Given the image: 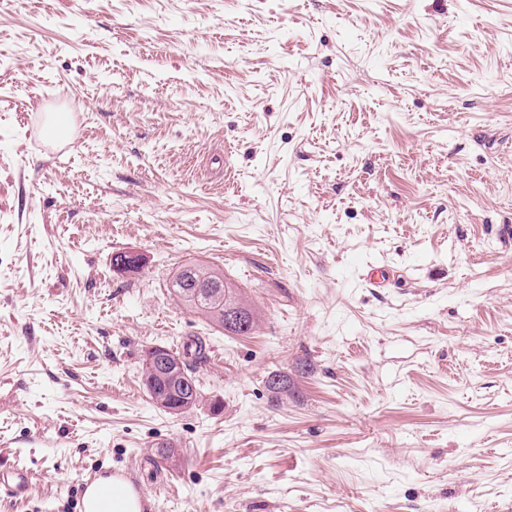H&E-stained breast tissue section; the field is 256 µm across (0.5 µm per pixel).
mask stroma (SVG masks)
I'll use <instances>...</instances> for the list:
<instances>
[{
    "label": "stroma",
    "instance_id": "stroma-1",
    "mask_svg": "<svg viewBox=\"0 0 512 512\" xmlns=\"http://www.w3.org/2000/svg\"><path fill=\"white\" fill-rule=\"evenodd\" d=\"M507 226L512 0H0V512H512ZM195 338L167 413L145 352ZM184 279H191L194 283L202 281L204 283H210L211 281L215 282L216 280H219L221 282L222 288H208V286L206 288H202V285H196L193 287V289L186 290L187 294L189 296L192 294H197L200 292V288H202L203 293L198 297L196 301L185 302L178 294L179 281ZM172 288L175 296L183 306L189 308L190 310L204 313L216 326L220 327L221 329L226 327V330L224 329V334L226 333L235 335L238 333L237 324L243 322L247 316L244 311L246 309L243 307L231 306L224 308V306L244 304L239 298L237 291L224 283V276L214 268L207 265H187L176 276L172 284ZM216 292H219L218 296L214 295ZM217 310H224V325L218 321V316L215 315ZM30 479L29 472L23 468L12 467L9 470H0V488H8L15 497L26 493ZM84 512H143L138 494L120 476L101 477L83 494Z\"/></svg>",
    "mask_w": 512,
    "mask_h": 512
}]
</instances>
